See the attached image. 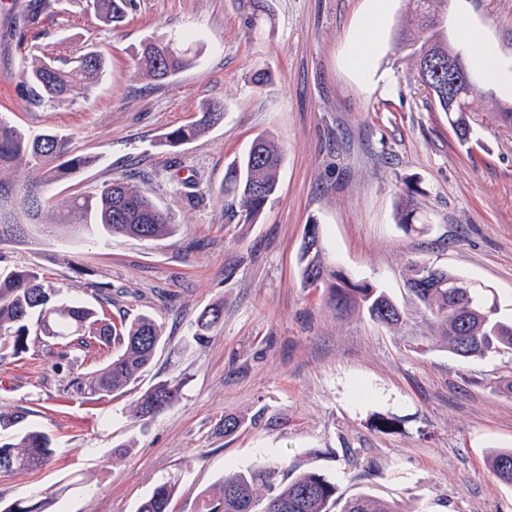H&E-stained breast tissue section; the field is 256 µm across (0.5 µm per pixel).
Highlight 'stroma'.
<instances>
[{"instance_id":"1","label":"stroma","mask_w":512,"mask_h":512,"mask_svg":"<svg viewBox=\"0 0 512 512\" xmlns=\"http://www.w3.org/2000/svg\"><path fill=\"white\" fill-rule=\"evenodd\" d=\"M39 23L31 0H0V113L27 129L71 137L98 163L50 185L62 199L143 175L174 236L152 241L78 238L33 230L0 246V266L37 268L67 299L105 307L112 320L150 315L164 341L124 390L84 399L63 390L65 370L46 338L0 361V413L23 409L58 452L48 465L0 473V505L47 492L50 512H137L163 481L172 512H200L233 471L265 463L288 482L322 474L338 496L359 493L399 512H512V488L487 464L512 448V355L463 361L406 285L409 262L490 286L512 316V95L472 71L471 144L418 83L417 60L399 45L407 0H389L371 76L350 49L372 0H267L262 20L247 0H133L124 23L100 24L86 0H51ZM512 70V0H448L456 17ZM194 34L197 58L163 84L137 76L144 41ZM68 58L103 52L108 68L85 93L31 102L19 78L28 51ZM273 79L257 88L256 71ZM224 120L177 148L170 130L208 103ZM284 150L275 199L256 218L222 190L227 167L258 135ZM412 198L429 229L405 231ZM319 225L329 261L352 282L383 289L402 312L386 326L341 315L303 287L299 253ZM224 313L203 341L201 313ZM179 385L155 418L132 416L154 385ZM243 417L232 436L224 417ZM393 428L376 429L377 418Z\"/></svg>"}]
</instances>
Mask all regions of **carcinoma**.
<instances>
[{
    "mask_svg": "<svg viewBox=\"0 0 512 512\" xmlns=\"http://www.w3.org/2000/svg\"><path fill=\"white\" fill-rule=\"evenodd\" d=\"M132 0H89L95 16L106 26L125 21ZM447 0H409L406 24L424 36L418 53L421 85L448 114V122L471 129L467 112L473 96L464 101V110L448 111V44L444 22L436 15ZM193 64L189 48L166 34L151 37L142 51L141 74L147 81H163ZM107 58L96 52L76 57L59 66L48 56H33L25 61L20 78L32 99L55 100L79 94L100 80ZM224 120V105L210 103L189 125L166 133L169 146L177 147ZM282 149L267 136L256 138L247 153L224 173V193L238 197L246 215L255 218L276 194L278 174L283 163ZM96 157L78 155L72 139L53 131L33 133L0 115V245L21 243L27 231L42 223L50 212L54 226L74 235L99 238L125 237L156 240L171 236L177 225L170 222L143 187L125 177L112 180L94 193L72 195L55 201L45 188L63 182L91 166ZM399 223L416 233L427 225L417 209L406 201L399 212ZM300 253L301 279L305 288L322 291L327 303L339 311L365 312L381 324L396 325L401 312L384 291L370 284H354L331 266L326 257L319 225L307 227ZM428 281L429 287L420 283ZM407 283L419 304L441 328V339L448 353L461 360L484 358L490 354H512V320L498 315L497 306L486 302L482 287L444 269L416 262L407 266ZM223 304L216 302L199 317L196 340L200 341L222 318ZM58 341L59 353L88 346L95 338L116 347L112 358L89 373L69 377L64 391L73 396L93 398L122 390L134 382L153 360L163 342L161 326L142 314L130 323L112 322L107 313L62 297V287L48 283L36 269L0 267V350L17 355L26 350L31 332ZM178 396L172 382L158 383L133 404L137 419L155 417ZM56 454L50 435L34 428H22L9 441L0 440V471H22L49 463ZM499 479L512 486V448L488 459ZM274 470L256 465L234 471L224 478L219 494L203 498L202 512H265L256 496L260 486H272ZM176 482L156 486L138 512H170ZM52 497L14 503L3 512H47ZM284 505L279 512H331L337 504L336 486L315 472L300 474L281 485L268 501ZM340 512H397L390 504L359 494L344 502Z\"/></svg>",
    "mask_w": 512,
    "mask_h": 512,
    "instance_id": "cac0c4a2",
    "label": "carcinoma"
}]
</instances>
